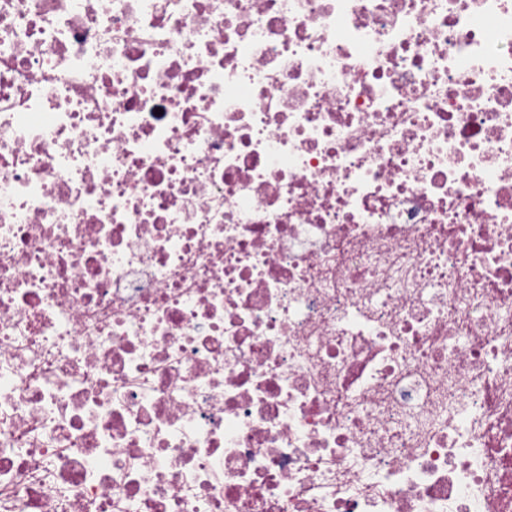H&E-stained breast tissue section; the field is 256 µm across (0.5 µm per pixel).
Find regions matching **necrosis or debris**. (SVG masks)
<instances>
[{"label":"necrosis or debris","mask_w":512,"mask_h":512,"mask_svg":"<svg viewBox=\"0 0 512 512\" xmlns=\"http://www.w3.org/2000/svg\"><path fill=\"white\" fill-rule=\"evenodd\" d=\"M0 512H512V0H0Z\"/></svg>","instance_id":"obj_1"}]
</instances>
